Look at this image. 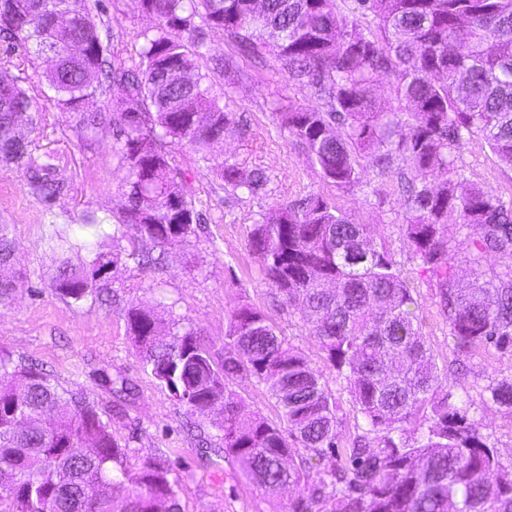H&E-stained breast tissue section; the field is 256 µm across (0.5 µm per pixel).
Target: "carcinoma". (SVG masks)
<instances>
[{"label":"carcinoma","instance_id":"obj_1","mask_svg":"<svg viewBox=\"0 0 512 512\" xmlns=\"http://www.w3.org/2000/svg\"><path fill=\"white\" fill-rule=\"evenodd\" d=\"M155 25L141 30L139 62L106 68V48L87 0H0V33L32 55L37 84L55 93L83 132L113 125L112 112L86 108L102 82L120 94L118 188L124 198L112 238L132 227L160 250L196 231L205 214L187 200L168 145L191 149L224 140L234 113L219 105L197 60L202 28H217L242 57L270 53L289 79L321 101L272 109L322 180L342 192L375 178L407 184L402 229L448 323L458 359L512 357V202L465 175L460 152L474 133L512 168V0H132ZM345 9L351 20L339 24ZM394 78L397 107L380 108L378 77ZM12 89L0 100V164L27 177L45 200L61 193L54 157L18 127L33 122L32 87L0 72ZM224 191L254 197L260 169L214 164ZM476 232L466 247L445 234L448 216ZM14 241L0 225V267ZM282 305L300 307L327 367L349 393L357 419L339 447L338 404L321 370L288 343L261 310L229 315L224 358L192 328L178 331L133 305L127 326L144 368L195 412L224 414L218 457L237 462L260 493L300 489L289 512H512V460L488 445L464 386L438 368L418 324L419 305L386 246L368 224L320 193L277 203L248 238ZM90 258L55 275L76 302L96 290L114 260ZM469 274L460 286L459 272ZM254 379L269 390L283 425L242 414L230 383ZM486 400L512 412V376L492 378ZM24 410L39 419L16 424ZM88 442L90 456L72 452ZM0 512H181L164 451L137 472L110 426L82 397L53 386L36 367L0 354Z\"/></svg>","mask_w":512,"mask_h":512}]
</instances>
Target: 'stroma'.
Here are the masks:
<instances>
[{
  "mask_svg": "<svg viewBox=\"0 0 512 512\" xmlns=\"http://www.w3.org/2000/svg\"><path fill=\"white\" fill-rule=\"evenodd\" d=\"M90 5L110 55L117 59L137 55V34L152 26V19L134 10L131 0H91ZM204 40L210 54L198 65L215 87L223 89L225 110L241 115L246 127L229 129L223 141L196 151L172 146V163L184 174L189 196L208 220L184 241L167 247L159 266L137 264L133 235L115 241L105 232L124 202L117 188L118 159L111 129L81 134L73 113L60 111L45 94H38L37 121L22 124L20 130L38 149L54 154L57 172L68 189L52 201L40 200L21 172L0 166V224L9 225L15 246L10 267L0 270L1 276L15 283L8 296L0 298V351L38 365L58 389L81 394L109 415L112 434L125 448L130 464L141 465L165 451L177 480L181 512H288L290 493L260 494L239 475L235 462L221 458L203 464V447L220 445L218 425L223 417L216 411H191L145 371L127 329L130 304L198 329L219 352L224 349L228 313L248 304L281 328L311 367L325 369V355L298 312L280 306L247 248L260 213L314 191L336 198L385 240L414 290L421 332L441 367L450 359L448 327L402 233L405 198L397 182L378 181L349 194L323 183L302 148L276 129L270 109L274 102L284 108L313 107L316 99L305 87L289 83L287 76L270 79L258 65L244 64L241 72L228 76L214 70L212 56L231 53L232 48L219 30H206ZM209 156L244 169L263 166L271 180L259 196L237 198L225 192L218 173L207 167ZM461 156L468 178L490 194L512 200V169L499 161L481 136H473ZM87 213L96 217L97 227L82 226ZM86 235L95 238L101 251L117 254L118 261L101 282L102 294L76 302L55 290L52 277L61 263L81 265L86 254L73 245ZM65 236L70 245H62ZM511 372L508 359L483 354L466 362L461 377L491 443L505 458L512 457V413L483 403L480 392L485 377ZM111 379L132 383L134 400L118 404L107 385Z\"/></svg>",
  "mask_w": 512,
  "mask_h": 512,
  "instance_id": "35a3bbf8",
  "label": "stroma"
}]
</instances>
